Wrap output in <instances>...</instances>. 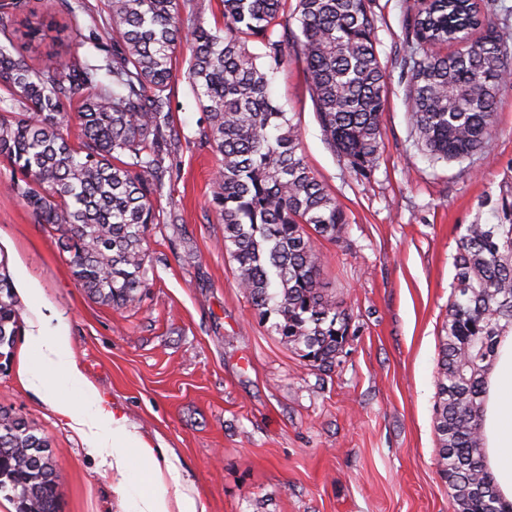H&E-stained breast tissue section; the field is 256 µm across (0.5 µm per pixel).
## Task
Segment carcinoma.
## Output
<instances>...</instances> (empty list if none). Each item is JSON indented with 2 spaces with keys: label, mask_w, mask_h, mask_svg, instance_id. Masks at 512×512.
Returning <instances> with one entry per match:
<instances>
[{
  "label": "carcinoma",
  "mask_w": 512,
  "mask_h": 512,
  "mask_svg": "<svg viewBox=\"0 0 512 512\" xmlns=\"http://www.w3.org/2000/svg\"><path fill=\"white\" fill-rule=\"evenodd\" d=\"M28 0L0 3V33ZM223 25L182 16L180 0H109L108 18L83 42L111 51L29 65L0 44V157L16 175L7 190L57 236L77 284L97 302L128 307L147 285V226L175 131L167 90L172 61L190 51L187 78L206 113L202 137L220 156L211 203L238 285L271 329L329 368L350 317L320 284L316 240H334L346 217L306 164L301 133L273 104L270 75L304 66L325 139L351 168H372L381 147L385 72L368 0H221ZM412 128L434 162H463L489 142L501 90L512 82L505 42L472 0H409ZM297 26H292V21ZM481 40L447 55L437 44ZM112 41L107 46L103 39ZM261 52L249 50V43ZM81 104L75 115L65 111ZM77 125L71 138V124ZM453 298L437 364L436 462L456 512H512L483 457L486 371L512 328V222L468 224L453 255ZM20 321L14 285L0 261V348ZM48 441L0 409V491L18 512H59Z\"/></svg>",
  "instance_id": "cac0c4a2"
}]
</instances>
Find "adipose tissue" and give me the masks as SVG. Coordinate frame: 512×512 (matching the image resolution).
I'll return each instance as SVG.
<instances>
[{
    "instance_id": "adipose-tissue-1",
    "label": "adipose tissue",
    "mask_w": 512,
    "mask_h": 512,
    "mask_svg": "<svg viewBox=\"0 0 512 512\" xmlns=\"http://www.w3.org/2000/svg\"><path fill=\"white\" fill-rule=\"evenodd\" d=\"M34 302L24 349L38 363L21 362L19 375L80 437L99 468L111 474L126 512H207L194 484L184 479L173 449L154 447L134 424L107 407L87 379L71 347L67 324L41 307L44 291L23 289ZM482 434L488 469L498 493L512 503V329L500 338L498 357L487 372Z\"/></svg>"
}]
</instances>
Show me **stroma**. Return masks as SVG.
<instances>
[{
	"instance_id": "1",
	"label": "stroma",
	"mask_w": 512,
	"mask_h": 512,
	"mask_svg": "<svg viewBox=\"0 0 512 512\" xmlns=\"http://www.w3.org/2000/svg\"><path fill=\"white\" fill-rule=\"evenodd\" d=\"M370 6L386 72L371 171H353L327 145L301 64L270 85L301 132L305 162L346 216L339 239L316 243L324 293L350 316L329 368L272 333L235 280L210 206L217 157L186 78L188 50L178 53L168 90L178 139L146 231L148 285L135 305L104 306L78 286L68 253L6 190L13 170L0 159V258L15 288H44L106 404L152 444L175 450L208 512H453L435 461L439 338L459 236L469 224L505 222L512 205V87L480 154L432 162L410 119L405 0ZM30 21L42 23L44 39L24 38ZM14 43L35 67L100 58L48 0H29ZM31 315L22 305L14 348L0 362V408L48 439L60 512H121L111 476L18 376Z\"/></svg>"
}]
</instances>
